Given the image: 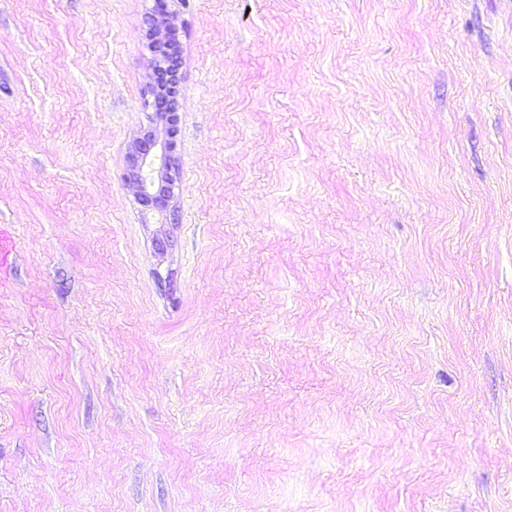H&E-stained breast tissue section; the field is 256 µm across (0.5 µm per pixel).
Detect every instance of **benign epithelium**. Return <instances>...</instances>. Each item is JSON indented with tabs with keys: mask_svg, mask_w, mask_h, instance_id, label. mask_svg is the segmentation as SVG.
<instances>
[{
	"mask_svg": "<svg viewBox=\"0 0 512 512\" xmlns=\"http://www.w3.org/2000/svg\"><path fill=\"white\" fill-rule=\"evenodd\" d=\"M160 15L150 19V48L155 53L154 71L158 80L148 89L145 108L148 119L165 127L167 139L160 142L153 130H144L129 147L125 180L135 188L139 203L149 209L165 211L174 197L178 168L173 154V137L178 122V101L168 87L166 77H177L175 32L163 14L165 0H157Z\"/></svg>",
	"mask_w": 512,
	"mask_h": 512,
	"instance_id": "obj_1",
	"label": "benign epithelium"
}]
</instances>
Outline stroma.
Returning <instances> with one entry per match:
<instances>
[{
  "mask_svg": "<svg viewBox=\"0 0 512 512\" xmlns=\"http://www.w3.org/2000/svg\"><path fill=\"white\" fill-rule=\"evenodd\" d=\"M154 7L0 0V512H512V0H167L170 215ZM149 25L150 48L155 53L154 71L158 80L150 85L144 105L148 112H152L149 121L162 123L168 138L159 142L152 129H144L129 147L125 180L135 188L143 207L163 212L174 197L178 175L172 139L176 133L179 104L169 90L166 76L177 77L180 67L175 55V29L168 16L159 14L150 19Z\"/></svg>",
  "mask_w": 512,
  "mask_h": 512,
  "instance_id": "stroma-1",
  "label": "stroma"
}]
</instances>
